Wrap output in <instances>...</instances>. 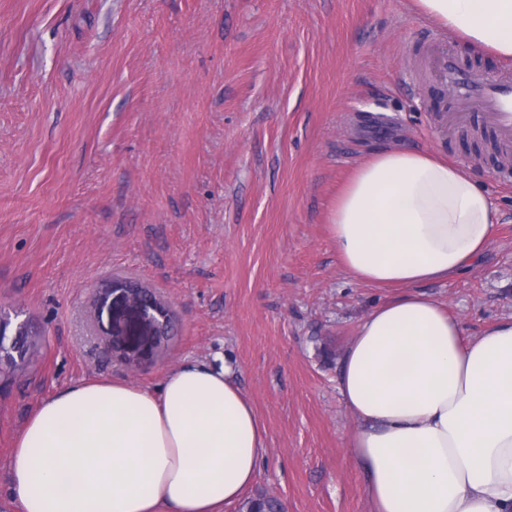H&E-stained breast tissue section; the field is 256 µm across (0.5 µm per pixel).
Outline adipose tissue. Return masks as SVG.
I'll use <instances>...</instances> for the list:
<instances>
[{
    "label": "adipose tissue",
    "mask_w": 512,
    "mask_h": 512,
    "mask_svg": "<svg viewBox=\"0 0 512 512\" xmlns=\"http://www.w3.org/2000/svg\"><path fill=\"white\" fill-rule=\"evenodd\" d=\"M473 51L512 59V0H411ZM498 209L464 168L404 146L372 151L329 231L357 281L395 294L361 321L337 387L370 512H512V321L468 341L421 284L468 271ZM267 453L226 365L186 360L155 390L83 380L45 399L13 443L19 512H224Z\"/></svg>",
    "instance_id": "adipose-tissue-1"
}]
</instances>
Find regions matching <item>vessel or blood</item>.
<instances>
[{"instance_id":"1","label":"vessel or blood","mask_w":512,"mask_h":512,"mask_svg":"<svg viewBox=\"0 0 512 512\" xmlns=\"http://www.w3.org/2000/svg\"><path fill=\"white\" fill-rule=\"evenodd\" d=\"M434 68L440 80L455 90L449 121H462L466 110H480L483 123L493 132L501 152L512 154V72L493 75L464 67L449 54L438 57Z\"/></svg>"}]
</instances>
